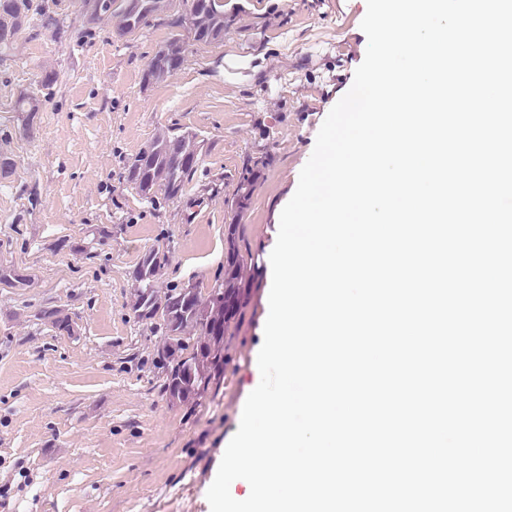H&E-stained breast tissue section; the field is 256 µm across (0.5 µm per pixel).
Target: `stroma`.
Instances as JSON below:
<instances>
[{
    "instance_id": "35a3bbf8",
    "label": "stroma",
    "mask_w": 512,
    "mask_h": 512,
    "mask_svg": "<svg viewBox=\"0 0 512 512\" xmlns=\"http://www.w3.org/2000/svg\"><path fill=\"white\" fill-rule=\"evenodd\" d=\"M223 41L186 43L163 81L143 79L168 16L136 35L102 20L81 46L32 21L0 54V502L8 512H210L206 493L260 381L269 298L254 289L224 376L193 405L162 392L163 333L135 319L132 272L157 248V282L209 286L224 227L270 256L317 133L350 89L367 37L366 0H224ZM58 78L34 120L13 106L45 72ZM197 133L199 163L178 199L153 204L127 166L165 129ZM267 165L244 213L231 202L247 161ZM35 189L27 197L22 186ZM61 310L66 331L40 318Z\"/></svg>"
}]
</instances>
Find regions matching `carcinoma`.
<instances>
[{
	"label": "carcinoma",
	"mask_w": 512,
	"mask_h": 512,
	"mask_svg": "<svg viewBox=\"0 0 512 512\" xmlns=\"http://www.w3.org/2000/svg\"><path fill=\"white\" fill-rule=\"evenodd\" d=\"M123 2L82 0V12L66 26V33L78 44L97 20H113L116 27H122L127 21ZM182 6L171 23L170 37L155 52L144 73L148 83L162 80L183 66L186 38L204 44L224 39V29L229 24L224 18V0H182ZM35 15L44 17L50 25L55 22L42 3L0 0L1 54L15 49L19 35ZM56 82L54 73L45 74L34 90L19 96L15 110L33 118L39 111L40 98L48 97ZM200 151L194 133L162 132L128 166L125 181L146 199L161 196L174 200L182 195L194 173ZM264 166L265 161L258 159L240 173L232 200L237 214L247 210ZM224 240V275L217 276L206 290L187 283L158 291L155 283L166 257L154 248L144 253L133 272L134 317L160 321L166 336L179 333L186 337V345L179 352L161 354L166 371L164 393L173 404L203 398L213 381L224 373L229 362L224 353V337L232 335V328L239 323L260 268L258 257L241 245L240 225H225Z\"/></svg>",
	"instance_id": "cac0c4a2"
}]
</instances>
